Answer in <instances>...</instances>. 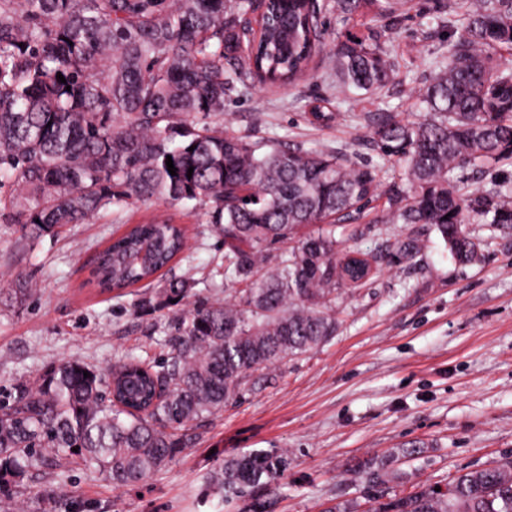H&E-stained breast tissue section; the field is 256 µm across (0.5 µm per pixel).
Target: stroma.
Returning <instances> with one entry per match:
<instances>
[{
	"instance_id": "obj_1",
	"label": "stroma",
	"mask_w": 512,
	"mask_h": 512,
	"mask_svg": "<svg viewBox=\"0 0 512 512\" xmlns=\"http://www.w3.org/2000/svg\"><path fill=\"white\" fill-rule=\"evenodd\" d=\"M446 2L411 0L410 10L390 17L326 8L323 49L306 74L282 87L253 82L228 92L225 132L270 147L337 151L375 170L382 190L406 188L402 168L374 149L367 119L424 115L419 92L459 24ZM353 37L387 49L394 72L383 88L340 96L331 48ZM317 106L347 118L316 125ZM385 206L377 199L366 216L345 222L340 248L369 251L416 235L421 252L411 264L383 256L377 274L337 308L332 339L279 369L250 372L239 399L197 428L195 447L144 483L116 488L85 466L35 471L14 487L25 512H208L201 502L208 473L253 449L284 450L290 459L273 512H327L339 501L367 512L401 483L442 485L458 470L511 453L512 229L471 225L490 243L479 261L462 266L432 228L379 223ZM210 212L207 202L113 205L34 242L0 223V293L20 275L37 289L25 303L0 302V387L62 359L105 367L127 354L158 355L174 317L158 286L99 292L88 284V262L128 225L162 217L194 246L164 278L195 280L198 295L223 299L224 246ZM143 297L150 306L134 310Z\"/></svg>"
}]
</instances>
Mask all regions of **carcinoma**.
Segmentation results:
<instances>
[{"label": "carcinoma", "mask_w": 512, "mask_h": 512, "mask_svg": "<svg viewBox=\"0 0 512 512\" xmlns=\"http://www.w3.org/2000/svg\"><path fill=\"white\" fill-rule=\"evenodd\" d=\"M367 5L380 15L398 7L336 0L349 15ZM252 8L253 0H0V220L37 240L109 205L207 201L233 285L212 302L193 299L188 279L165 281V304L178 314L162 356L109 367L64 360L14 383L0 399V504L32 468L89 466L116 486L159 472L194 447V422L236 402L248 373L334 336L337 301L377 271L376 255L336 257L340 223L379 196L372 169L297 146L263 153L224 133L227 91L248 79L291 83L321 50L318 0H264L256 37L243 24ZM502 50L512 51V0H471L423 92L426 115L371 120L374 147L408 182L389 194L384 223L433 228L461 265L483 246L467 225H512V181L466 194L454 176L512 160V61ZM336 67L346 89L383 87L392 72L379 45L354 39L336 45ZM200 114L214 125L197 127ZM279 243L288 247L274 256ZM394 248L407 262L421 250L411 236ZM191 250L177 224H131L96 253L89 284L132 288ZM287 472V454L252 450L216 468L207 492L216 512H268L263 492ZM366 512H512V454Z\"/></svg>", "instance_id": "cac0c4a2"}]
</instances>
